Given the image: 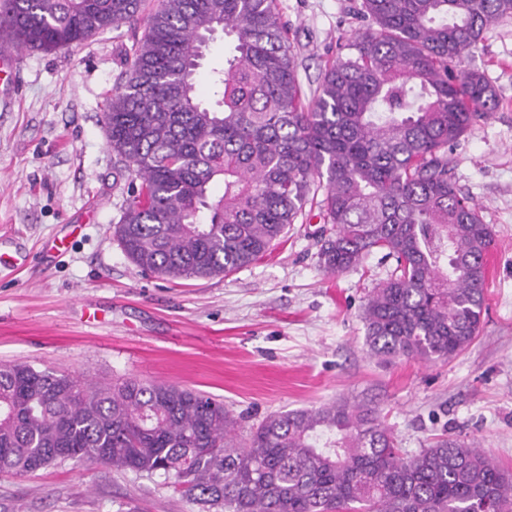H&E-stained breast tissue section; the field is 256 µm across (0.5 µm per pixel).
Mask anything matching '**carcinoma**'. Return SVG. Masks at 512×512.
Masks as SVG:
<instances>
[{
	"instance_id": "carcinoma-1",
	"label": "carcinoma",
	"mask_w": 512,
	"mask_h": 512,
	"mask_svg": "<svg viewBox=\"0 0 512 512\" xmlns=\"http://www.w3.org/2000/svg\"><path fill=\"white\" fill-rule=\"evenodd\" d=\"M360 14L309 98L277 0H3L0 32L51 52L144 28L104 113L139 182L113 234L142 271L225 276L316 206L325 270L376 249L396 263L364 308L369 354L448 360L479 335L493 244L448 156L499 106L463 56L512 0H362ZM219 33L231 47L204 101ZM236 429L191 389L0 365V472L73 460L157 475L215 512H512V475L484 451L444 439L406 456L372 403L277 412L241 443ZM225 40L223 36H218L211 44L206 52L205 58L202 60L201 68L198 75V93L203 99L209 96V87L206 79L208 70L214 66L224 64Z\"/></svg>"
}]
</instances>
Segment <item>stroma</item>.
Segmentation results:
<instances>
[{
    "label": "stroma",
    "mask_w": 512,
    "mask_h": 512,
    "mask_svg": "<svg viewBox=\"0 0 512 512\" xmlns=\"http://www.w3.org/2000/svg\"><path fill=\"white\" fill-rule=\"evenodd\" d=\"M361 2L278 0L304 93L362 27ZM135 38L124 27L23 53L0 103V364L203 391L223 398L242 439L276 411L371 400L403 452L458 438L512 473V15L464 55L499 106L450 152L494 237L482 327L458 356L428 362L369 356L363 308L395 262L376 251L327 272L319 217L225 277L173 282L131 263L113 235L131 178L106 144L104 111ZM0 512L204 509L163 478L68 460L0 474Z\"/></svg>",
    "instance_id": "35a3bbf8"
}]
</instances>
